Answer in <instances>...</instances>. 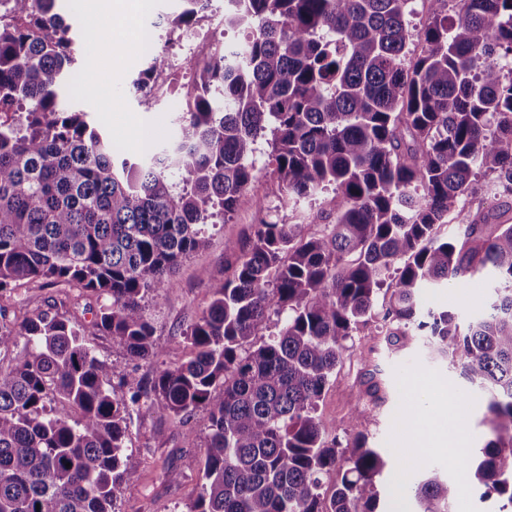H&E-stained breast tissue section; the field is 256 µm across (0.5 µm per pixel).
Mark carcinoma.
<instances>
[{"label": "carcinoma", "mask_w": 512, "mask_h": 512, "mask_svg": "<svg viewBox=\"0 0 512 512\" xmlns=\"http://www.w3.org/2000/svg\"><path fill=\"white\" fill-rule=\"evenodd\" d=\"M56 2L0 0V356L24 342L0 365V512H115L132 407L208 412L189 512H380L384 458L359 434L339 447L316 413L384 288L401 335L426 338L489 393L481 456L448 468L512 512V224L461 206L486 176L512 198V0H441L454 16L428 21L410 62L408 0H224V26L246 41L203 70L174 139L136 160L61 107L74 58ZM183 3L171 24L190 29L205 4ZM261 139L283 207L332 191L322 228L264 221L225 240L233 262L184 331L190 358L173 354L148 393L85 331L154 360L142 299L162 298L205 226L253 187ZM487 274L497 287L467 327L421 310L422 289ZM26 284L106 302L88 327L52 309L19 319ZM272 314L281 326L258 336ZM459 491L436 468L411 487L416 512H449Z\"/></svg>", "instance_id": "carcinoma-1"}]
</instances>
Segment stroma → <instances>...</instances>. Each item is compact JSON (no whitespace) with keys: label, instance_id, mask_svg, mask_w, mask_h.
<instances>
[{"label":"stroma","instance_id":"1","mask_svg":"<svg viewBox=\"0 0 512 512\" xmlns=\"http://www.w3.org/2000/svg\"><path fill=\"white\" fill-rule=\"evenodd\" d=\"M70 2L62 0L60 10L70 26L79 61L73 74L70 103L74 109L89 113L93 127L110 137L123 156L141 157V139H148L156 147L173 137L176 109L169 98L135 85L151 54L135 48L122 60H113L112 40L119 36L135 39L146 28L154 36L157 52L176 53L179 34L167 20L181 11L182 2L152 0L148 12L122 17L119 24L110 25L107 36L93 41L87 40L85 34L99 29V22L71 7ZM93 49L100 53L102 70L117 72L100 91L87 88L85 82L84 65ZM268 152V145L259 143L254 155L257 180L241 197L230 223L209 229L205 247L178 267L163 291L162 301L146 297V309L154 321L162 354H187L186 323L208 304L215 279L224 274L225 239H243L253 224L287 219L289 212L281 206L280 185ZM493 288L492 281L475 278L460 288L422 289L419 301L426 310H452L465 324L485 310ZM373 376L384 382L385 397L373 406L370 419L350 424V410ZM414 376H427L440 383L438 391L425 395L424 404L429 408L448 401L452 392L468 393V411L456 420L454 430L463 436L466 447L483 445L487 430L482 423L485 394L470 388L447 360L422 342L404 338L396 347H389L372 322L360 326L347 340L344 358L317 411L322 426L339 442H347L358 432L371 447L381 450L387 460L379 484L385 512H415L416 504L408 495L409 485L420 478L426 464L440 465L448 459L444 452L420 457L409 442L411 433L404 425L409 397L406 381ZM208 425V415L202 410L183 421L145 410L132 412L122 464L128 480L118 495L116 512H188L202 490ZM170 468L181 472L179 482L167 481L165 473Z\"/></svg>","mask_w":512,"mask_h":512}]
</instances>
